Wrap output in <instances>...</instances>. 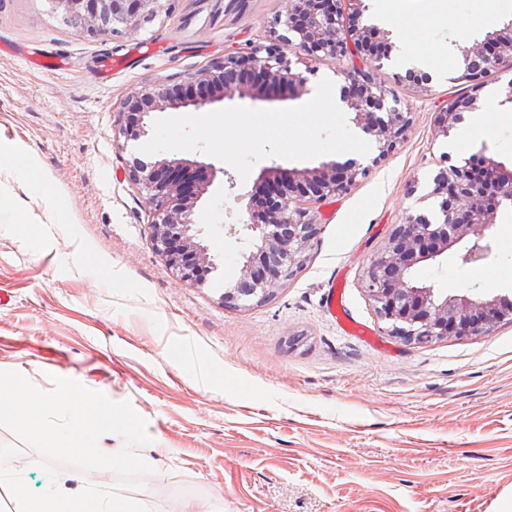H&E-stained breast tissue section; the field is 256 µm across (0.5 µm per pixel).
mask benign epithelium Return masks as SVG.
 <instances>
[{
	"label": "benign epithelium",
	"instance_id": "1",
	"mask_svg": "<svg viewBox=\"0 0 512 512\" xmlns=\"http://www.w3.org/2000/svg\"><path fill=\"white\" fill-rule=\"evenodd\" d=\"M67 18L90 35H119L137 29L162 8L161 0H54ZM353 5L344 16L343 3ZM364 0H286L285 11L270 28L268 44L229 53L214 61L206 74L189 73L173 85H160L128 96L118 112L117 130L124 142L147 134L145 118L168 107L199 111L215 100L249 96L259 88L264 97L297 98L306 92L307 78L292 68L297 59L342 60L360 55L379 67L395 43L390 33L364 19ZM462 60L459 79L478 89L495 69L512 68V20L485 33L472 44L457 45ZM347 89L342 96L352 122L375 142L377 164L394 151L410 123V112L394 90L358 69L342 71ZM482 110L477 95H458L438 113L437 133L449 137L466 112ZM370 170L356 162L324 161L312 169L283 177L276 167L261 172L266 183L264 209L255 199L245 205L243 227L254 251L243 256L235 284L224 291V305L240 307L251 299L271 297L279 284L303 266L316 235L310 204L347 192ZM129 179L143 192L152 215L151 239L177 278L190 285L203 283L216 268L215 256L200 238L195 220L197 201L210 181L203 165L167 158L129 166ZM437 201L432 211H406L387 243L371 256L363 288L377 317L392 335L414 344L455 336L492 332L512 321V300L486 299L481 294L450 295L417 282L415 265L434 261L469 240L458 254L467 265L485 256L483 244L496 225L497 210L512 203V166L492 158L467 159L441 168L429 193L418 198Z\"/></svg>",
	"mask_w": 512,
	"mask_h": 512
}]
</instances>
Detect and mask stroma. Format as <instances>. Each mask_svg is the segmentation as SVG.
Returning <instances> with one entry per match:
<instances>
[{"label": "stroma", "mask_w": 512, "mask_h": 512, "mask_svg": "<svg viewBox=\"0 0 512 512\" xmlns=\"http://www.w3.org/2000/svg\"><path fill=\"white\" fill-rule=\"evenodd\" d=\"M422 0H364L370 24L409 31L413 51L443 54L441 71L406 81L397 57L382 68L350 57L313 62L310 83L343 85L340 66L394 85L411 124L394 152L344 194L312 204L316 237L301 269L265 302L224 304L247 251L241 196H259L260 173L317 167L276 157L248 178L201 151H174L214 168L195 208L218 268L180 282L152 241L151 217L128 178L137 142H117L116 114L135 90L204 71L227 51L265 43L283 0H174L118 37L90 36L54 0H0V141L27 156L54 189L45 202L0 173V370L37 387L72 378L147 422L154 474L128 496L151 512L185 501L214 512H499L512 498V323L485 336L410 344L391 336L363 289L368 261L407 209L413 183L476 155L512 163V71L488 74L478 92L499 119L450 138L436 119L448 97L469 93L457 44L512 20V0H433L438 21L416 32ZM56 51L62 70L34 65ZM110 79H102L105 64ZM29 221L15 223V207ZM64 221H53L56 208ZM488 258L460 264L448 252L418 264L417 280L452 295L512 297V206H501ZM500 276L490 286L488 274ZM366 336L346 332L342 319Z\"/></svg>", "instance_id": "obj_1"}]
</instances>
